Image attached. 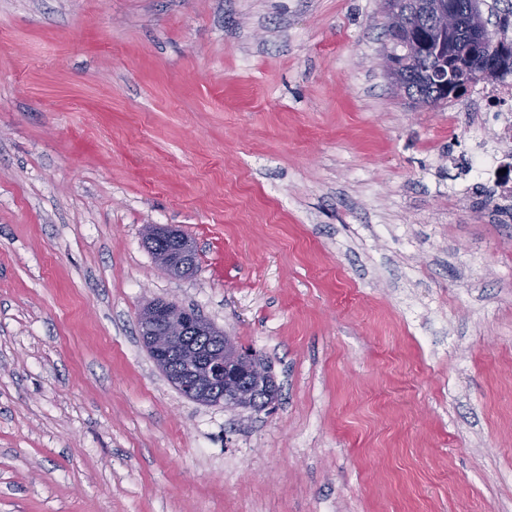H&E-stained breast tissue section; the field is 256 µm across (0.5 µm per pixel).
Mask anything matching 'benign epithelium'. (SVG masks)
Listing matches in <instances>:
<instances>
[{
    "label": "benign epithelium",
    "instance_id": "1",
    "mask_svg": "<svg viewBox=\"0 0 512 512\" xmlns=\"http://www.w3.org/2000/svg\"><path fill=\"white\" fill-rule=\"evenodd\" d=\"M433 17L442 36L460 27L461 17L448 7V0H436ZM433 72L435 79L442 84L452 81L465 86L473 77L468 71H452L445 65L434 68ZM145 240L154 247V252L163 256L164 268L177 276L190 274L194 244L181 231L151 225ZM139 323L143 343L150 348L156 365L162 370L170 368V347L177 337L190 336L194 329L212 331L209 323L173 300L147 303L140 313ZM217 339L222 345L220 350L196 355L199 379L224 385V399L220 404L226 409L258 411L269 406L265 396L260 394L261 385L269 381V367L255 354L239 347L228 334L221 331Z\"/></svg>",
    "mask_w": 512,
    "mask_h": 512
}]
</instances>
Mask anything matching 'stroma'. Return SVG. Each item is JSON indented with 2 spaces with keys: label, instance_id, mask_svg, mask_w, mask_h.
<instances>
[{
  "label": "stroma",
  "instance_id": "stroma-1",
  "mask_svg": "<svg viewBox=\"0 0 512 512\" xmlns=\"http://www.w3.org/2000/svg\"><path fill=\"white\" fill-rule=\"evenodd\" d=\"M382 5L0 0V512H512V144L392 87ZM153 299L277 402L180 395ZM161 240V246L156 240ZM167 239V244L163 240ZM146 243L155 253L163 256L162 266L177 276H187L191 272L190 258L195 253L193 242L180 230L158 225L149 226L145 237ZM154 252L153 255H154ZM139 323L143 343L150 348L156 365L162 370L170 368V347L177 337L185 336L180 347L187 349L216 348L219 339L222 345L219 351L196 355L199 379L224 385V399L219 404L225 409L258 411L270 405L262 402L266 396L260 394L263 382L269 381V367L256 354L239 347L223 331H216L219 334L217 339L213 336H192L193 329L215 331L188 308L173 300H153L142 309ZM249 390L251 392H247ZM252 392H255L253 397Z\"/></svg>",
  "mask_w": 512,
  "mask_h": 512
}]
</instances>
